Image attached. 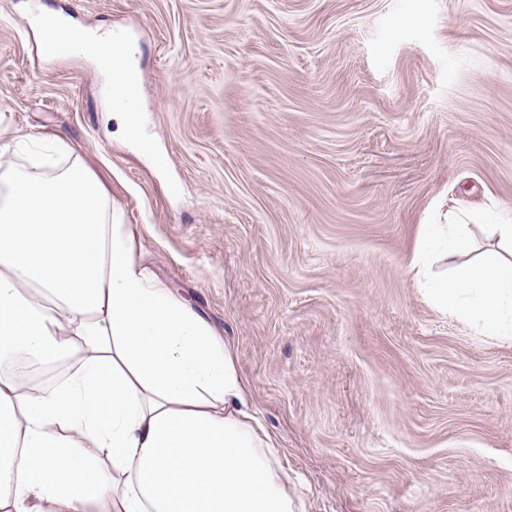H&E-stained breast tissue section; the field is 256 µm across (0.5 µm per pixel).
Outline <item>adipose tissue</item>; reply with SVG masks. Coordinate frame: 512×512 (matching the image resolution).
Here are the masks:
<instances>
[{
	"label": "adipose tissue",
	"instance_id": "1",
	"mask_svg": "<svg viewBox=\"0 0 512 512\" xmlns=\"http://www.w3.org/2000/svg\"><path fill=\"white\" fill-rule=\"evenodd\" d=\"M37 18L104 75L126 62L108 104L136 137L130 48L76 33L46 5ZM20 143L0 137V362L69 366L37 392L0 374V512H303L232 347L137 265L103 184L62 165L65 144L26 168L13 161ZM433 231L448 240L433 301L511 336L512 224L492 225L499 251L468 265V225Z\"/></svg>",
	"mask_w": 512,
	"mask_h": 512
}]
</instances>
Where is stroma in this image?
I'll list each match as a JSON object with an SVG mask.
<instances>
[{"label":"stroma","instance_id":"35a3bbf8","mask_svg":"<svg viewBox=\"0 0 512 512\" xmlns=\"http://www.w3.org/2000/svg\"><path fill=\"white\" fill-rule=\"evenodd\" d=\"M0 0V133L68 143L236 351L306 512H512V336L429 299L428 224L512 221V0H51L122 33L141 139ZM151 151H144L143 141Z\"/></svg>","mask_w":512,"mask_h":512}]
</instances>
